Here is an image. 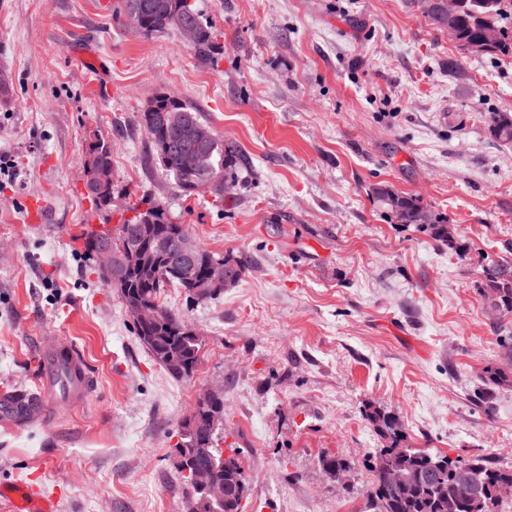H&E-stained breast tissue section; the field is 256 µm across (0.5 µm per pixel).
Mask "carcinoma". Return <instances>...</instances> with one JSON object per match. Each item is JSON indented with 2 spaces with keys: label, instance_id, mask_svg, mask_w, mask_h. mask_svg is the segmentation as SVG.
Here are the masks:
<instances>
[{
  "label": "carcinoma",
  "instance_id": "obj_1",
  "mask_svg": "<svg viewBox=\"0 0 512 512\" xmlns=\"http://www.w3.org/2000/svg\"><path fill=\"white\" fill-rule=\"evenodd\" d=\"M185 21L193 26L196 33L193 43L196 57L202 62L207 61L214 44V31L203 23L190 0H126L125 14L118 17V22L132 25L145 35L177 30ZM490 26L498 29L499 38L484 53L511 56L512 0H459L458 19L453 32L455 43L476 44L480 42L483 31ZM151 107L154 111L140 113L139 125L147 134L159 165L172 177L179 193L186 198L192 197L195 195L197 174L190 166L184 146L193 143L197 130L206 123L194 107L168 95L157 96L151 102ZM156 112L166 113L167 123L156 121ZM486 124L495 138L512 141L511 117L491 112L486 116ZM207 148L212 154V174L216 179L215 202L220 203L224 201L226 186L234 182L237 166L243 163V159L230 143L217 135L207 143ZM86 156L91 158L94 168L112 167L111 145L97 134L88 143ZM377 200L398 224H416L424 211L415 197L401 195L387 188L377 190ZM128 210L135 216L120 218V225L130 240L144 242L158 235L179 237L189 234L187 225L169 219L165 202L154 194L144 193L135 198L128 205ZM428 216L426 227L431 233L447 242L448 249L461 251L455 231L433 213H428ZM160 267V276L155 281H142L134 274L129 276L121 298L128 308L134 300L153 303V320L147 324L134 322L135 335L152 358H165L171 354L177 356L181 360V367L169 368L167 372L176 378L188 379L201 362L202 345L196 342L193 335L184 333V318L160 302V296L167 287L185 289L187 283L166 264L162 263ZM486 280V287L495 295L493 308L512 313V264L490 265ZM210 409L211 403L202 404L193 425L179 424L176 448L192 456L195 464L212 468L215 477L222 481L226 477L222 457L224 450L216 445L219 431L212 430L207 421ZM367 419L382 437L389 440V445L376 452L372 466L374 482L371 496L375 512H499V489L504 485L512 486V469H501L482 457L463 463L412 448L400 452L401 430L396 417L375 409L367 414ZM438 460L447 464V470L440 476L439 489L420 485L405 498L397 495L390 480V468L426 470ZM466 474L473 475L478 494L474 502L463 506L455 502L454 487ZM185 508L186 512H243L242 495L232 486L225 494L224 501L216 502L204 492L195 490L186 500Z\"/></svg>",
  "mask_w": 512,
  "mask_h": 512
}]
</instances>
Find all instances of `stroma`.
Masks as SVG:
<instances>
[{
	"mask_svg": "<svg viewBox=\"0 0 512 512\" xmlns=\"http://www.w3.org/2000/svg\"><path fill=\"white\" fill-rule=\"evenodd\" d=\"M215 31L200 62L182 35L118 24L125 0H0V388H34L61 336L95 384L52 423L0 422V485L25 481L56 512H184L179 423L224 388L222 448L241 450L244 512H373L366 419L404 447L512 468V315L488 301L487 265L512 263V56L466 55L425 0H190ZM192 105L246 166L215 206L179 196L150 158L139 114L158 94ZM112 146L116 195L150 192L208 250L244 260L216 299L161 297L201 332V363L173 378L133 333L116 289L82 254L107 216L84 189L93 135ZM453 225L456 254L399 224L378 188ZM47 220H27L29 199ZM344 460L327 475L322 454ZM486 124L490 133L499 140L512 141V118L499 112H491L486 116Z\"/></svg>",
	"mask_w": 512,
	"mask_h": 512,
	"instance_id": "stroma-1",
	"label": "stroma"
}]
</instances>
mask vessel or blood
<instances>
[{
    "label": "vessel or blood",
    "mask_w": 512,
    "mask_h": 512,
    "mask_svg": "<svg viewBox=\"0 0 512 512\" xmlns=\"http://www.w3.org/2000/svg\"><path fill=\"white\" fill-rule=\"evenodd\" d=\"M40 374L36 391H0V418L24 424L43 423L52 416L49 394L57 385H64L66 402L79 405L89 395L93 379L80 350L71 342L57 340L39 357ZM0 497L10 500L12 512H54L52 500L39 497L32 485L19 482L0 486Z\"/></svg>",
    "instance_id": "1"
}]
</instances>
